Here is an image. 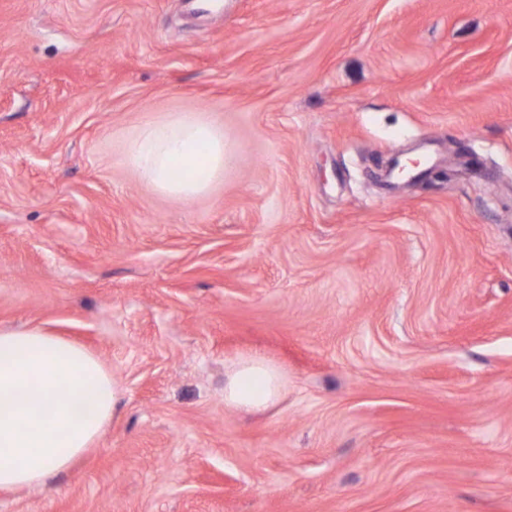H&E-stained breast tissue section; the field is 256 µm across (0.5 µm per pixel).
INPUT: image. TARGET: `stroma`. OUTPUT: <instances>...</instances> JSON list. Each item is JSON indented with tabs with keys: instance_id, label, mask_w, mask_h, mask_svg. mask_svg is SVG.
Returning a JSON list of instances; mask_svg holds the SVG:
<instances>
[{
	"instance_id": "obj_1",
	"label": "stroma",
	"mask_w": 512,
	"mask_h": 512,
	"mask_svg": "<svg viewBox=\"0 0 512 512\" xmlns=\"http://www.w3.org/2000/svg\"><path fill=\"white\" fill-rule=\"evenodd\" d=\"M222 2L0 0V328L122 390L0 512H512V0ZM198 110L233 162L186 204L124 146ZM286 384V375L274 363L260 356L242 357L224 369V404L260 412L279 400Z\"/></svg>"
}]
</instances>
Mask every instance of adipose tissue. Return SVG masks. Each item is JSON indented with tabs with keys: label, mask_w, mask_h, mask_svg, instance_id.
I'll return each instance as SVG.
<instances>
[{
	"label": "adipose tissue",
	"mask_w": 512,
	"mask_h": 512,
	"mask_svg": "<svg viewBox=\"0 0 512 512\" xmlns=\"http://www.w3.org/2000/svg\"><path fill=\"white\" fill-rule=\"evenodd\" d=\"M124 155L144 184L187 203L222 183L232 162L223 127L198 112L145 120ZM286 384L274 363L243 357L224 370V403L260 412ZM118 394L111 373L82 346L38 327L0 328V491L67 470L114 419ZM85 399L87 416L77 411Z\"/></svg>",
	"instance_id": "1"
}]
</instances>
